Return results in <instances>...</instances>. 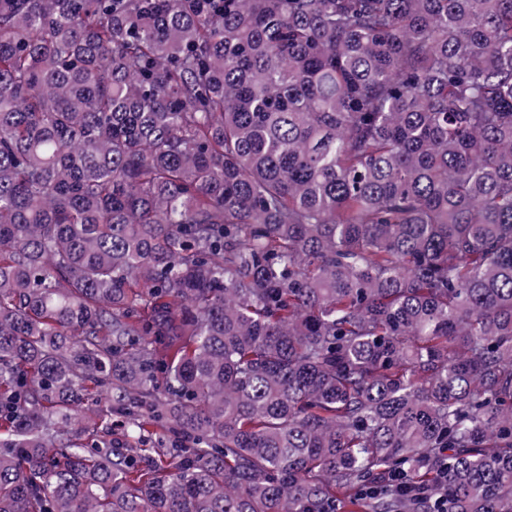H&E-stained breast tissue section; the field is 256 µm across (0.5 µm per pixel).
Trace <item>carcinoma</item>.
I'll return each instance as SVG.
<instances>
[{"instance_id": "obj_1", "label": "carcinoma", "mask_w": 512, "mask_h": 512, "mask_svg": "<svg viewBox=\"0 0 512 512\" xmlns=\"http://www.w3.org/2000/svg\"><path fill=\"white\" fill-rule=\"evenodd\" d=\"M0 512H512V0H0Z\"/></svg>"}]
</instances>
